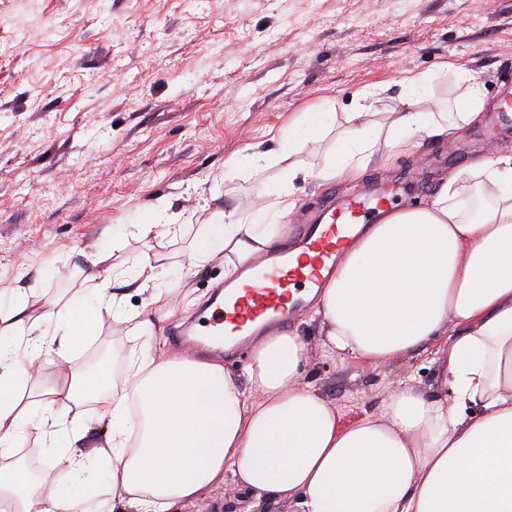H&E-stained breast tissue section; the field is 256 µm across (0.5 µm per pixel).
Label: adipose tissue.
<instances>
[{
    "mask_svg": "<svg viewBox=\"0 0 512 512\" xmlns=\"http://www.w3.org/2000/svg\"><path fill=\"white\" fill-rule=\"evenodd\" d=\"M429 76L405 78L396 112L302 113L270 146L250 145L228 165L273 167L277 181L257 210L212 213L186 257L200 271L224 262L232 279L246 261L279 244L278 223L297 206L295 181L358 178L380 148L415 139H450L483 118L482 90L467 87L452 112L418 110ZM335 134L332 163L321 171L301 158L311 141ZM473 188L481 208L462 203ZM93 273L64 304L37 293L0 290V502L9 512H101L87 475L103 466L104 491L127 512H197L225 482L256 506L286 501L295 512H512V155L481 158L449 174L428 202L391 209L340 257L313 313L332 349L378 366L429 344L453 399L399 388L377 417L342 426L331 403L296 382L305 359L298 336L272 332L247 366L248 389L214 358L155 357L148 309L171 289L155 269L135 279L147 306L132 317L137 344L122 385L108 369L88 371L78 352L105 315L121 318L112 253L93 254ZM66 363L63 379L44 369ZM41 398L23 403L27 387ZM105 399L112 441L83 450L78 407ZM475 413H468V406ZM53 444L41 472L27 468L21 441ZM64 472L69 491L58 488Z\"/></svg>",
    "mask_w": 512,
    "mask_h": 512,
    "instance_id": "1",
    "label": "adipose tissue"
}]
</instances>
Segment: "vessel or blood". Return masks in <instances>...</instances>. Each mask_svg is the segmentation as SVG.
Wrapping results in <instances>:
<instances>
[{
	"label": "vessel or blood",
	"instance_id": "b4317fda",
	"mask_svg": "<svg viewBox=\"0 0 512 512\" xmlns=\"http://www.w3.org/2000/svg\"><path fill=\"white\" fill-rule=\"evenodd\" d=\"M390 199L361 192L332 208L326 222L304 227L298 253L274 250L250 264L245 282L217 291L216 305L189 323L184 336H210L236 347L260 333L261 322H287L301 309L306 293L321 288L337 258L350 245L358 225L370 223Z\"/></svg>",
	"mask_w": 512,
	"mask_h": 512
}]
</instances>
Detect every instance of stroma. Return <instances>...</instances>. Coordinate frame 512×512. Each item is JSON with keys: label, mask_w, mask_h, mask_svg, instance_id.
I'll return each mask as SVG.
<instances>
[{"label": "stroma", "mask_w": 512, "mask_h": 512, "mask_svg": "<svg viewBox=\"0 0 512 512\" xmlns=\"http://www.w3.org/2000/svg\"><path fill=\"white\" fill-rule=\"evenodd\" d=\"M426 73L420 110L453 107L468 83L490 107L448 141L427 140L361 178L301 183L284 221L316 223L328 202L393 191L398 207L429 201L473 160L512 151V0H0V287L40 289L53 303L80 288L90 257L113 248L126 272L209 303L224 267L181 274L197 224L211 211L261 206L274 169L224 163L303 112L399 110L407 73ZM176 235L130 226L158 199ZM104 318L81 351L112 352L122 378L135 346ZM306 360L297 382L336 406L342 424L377 415L403 384L442 392L435 350L372 367L330 353L311 305L289 321Z\"/></svg>", "instance_id": "stroma-1"}]
</instances>
